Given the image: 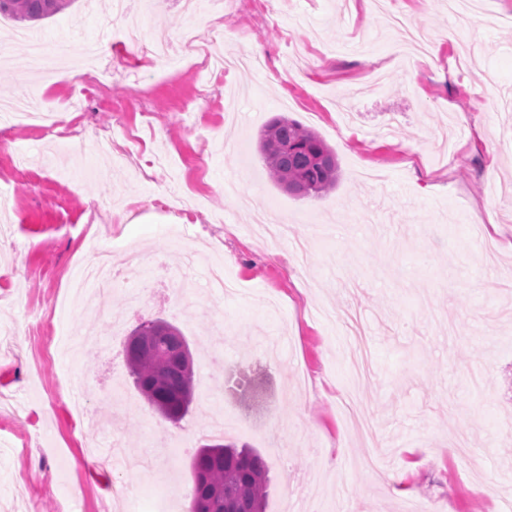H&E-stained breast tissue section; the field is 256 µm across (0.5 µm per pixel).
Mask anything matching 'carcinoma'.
Masks as SVG:
<instances>
[{"label": "carcinoma", "mask_w": 512, "mask_h": 512, "mask_svg": "<svg viewBox=\"0 0 512 512\" xmlns=\"http://www.w3.org/2000/svg\"><path fill=\"white\" fill-rule=\"evenodd\" d=\"M74 0H0V15L18 22L49 18ZM259 151L273 181L296 196L321 197L334 190L338 164L332 150L312 130L284 116L260 133ZM189 344L174 325L154 321V341L127 345L133 382L162 419L182 420L194 399ZM193 486L186 512H264L267 466L254 450L224 443L206 444L192 461Z\"/></svg>", "instance_id": "1"}]
</instances>
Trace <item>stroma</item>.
<instances>
[{
    "instance_id": "stroma-1",
    "label": "stroma",
    "mask_w": 512,
    "mask_h": 512,
    "mask_svg": "<svg viewBox=\"0 0 512 512\" xmlns=\"http://www.w3.org/2000/svg\"><path fill=\"white\" fill-rule=\"evenodd\" d=\"M76 0L30 26L0 18V100L55 109L69 83L28 69L27 34L103 42L123 114L85 99L66 147L19 163L53 135L0 120V512H168L213 436L264 457L266 512H503L512 488V0ZM223 31L262 48L263 70L211 77L203 53L176 72L144 62L160 32ZM356 105L349 115L347 105ZM285 115L335 152L340 179L296 198L268 175L263 126ZM288 215L264 237L250 204ZM143 266L99 294L96 249ZM231 290L208 286L198 253ZM176 325L194 350L195 399L162 420L129 375L142 321ZM357 391L365 437L340 412ZM464 436L473 453L448 447ZM378 459V474L363 469ZM405 476L393 495L381 474ZM125 486L137 504L114 496Z\"/></svg>"
}]
</instances>
